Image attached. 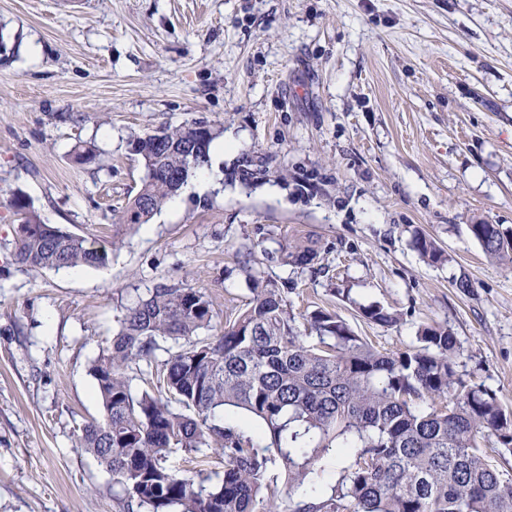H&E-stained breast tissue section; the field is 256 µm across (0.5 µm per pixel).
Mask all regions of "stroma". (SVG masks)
<instances>
[{
  "label": "stroma",
  "mask_w": 512,
  "mask_h": 512,
  "mask_svg": "<svg viewBox=\"0 0 512 512\" xmlns=\"http://www.w3.org/2000/svg\"><path fill=\"white\" fill-rule=\"evenodd\" d=\"M0 39V512H119L75 436L103 417L102 342L160 284L203 289L218 329L259 280L381 351L448 326L464 379L512 411V261L468 230L512 229V0H0ZM200 122L224 129L207 188L106 267L15 264L16 196L111 239L145 175L131 136ZM419 232L444 261L421 257ZM295 241L314 267L283 264ZM373 302L402 323L363 320Z\"/></svg>",
  "instance_id": "35a3bbf8"
}]
</instances>
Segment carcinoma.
<instances>
[{"label": "carcinoma", "mask_w": 512, "mask_h": 512, "mask_svg": "<svg viewBox=\"0 0 512 512\" xmlns=\"http://www.w3.org/2000/svg\"><path fill=\"white\" fill-rule=\"evenodd\" d=\"M223 129L191 125L129 140L145 176L119 227L148 223L193 170L208 162ZM13 207L36 230L17 236L14 261L34 269L107 266L112 241L44 224L29 203ZM487 257L512 259V232L471 224ZM415 248L443 261L435 240ZM319 259L311 245L283 247L287 265ZM382 327L403 321L377 302L358 307ZM212 303L200 288L160 284L126 309L120 329L90 367L104 415L78 427L76 447L112 474L123 512H281L279 475L302 501L295 512H512V473L481 448L493 436L512 452V413L483 385L458 372L455 337L422 327L399 352L370 345L338 315L309 314L313 342L300 336L288 285L272 284L213 336ZM146 384L132 391L135 378ZM215 454L223 473L173 471L168 457ZM349 459L323 480L330 451Z\"/></svg>", "instance_id": "carcinoma-1"}]
</instances>
